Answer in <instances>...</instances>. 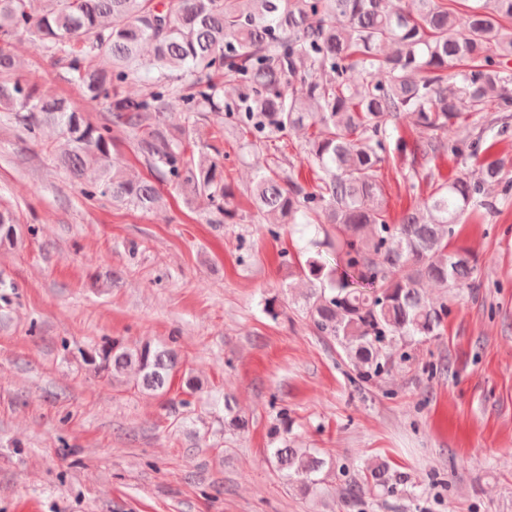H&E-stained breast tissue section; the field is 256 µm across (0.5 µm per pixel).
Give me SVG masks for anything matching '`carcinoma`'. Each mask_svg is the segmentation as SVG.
<instances>
[{"mask_svg": "<svg viewBox=\"0 0 512 512\" xmlns=\"http://www.w3.org/2000/svg\"><path fill=\"white\" fill-rule=\"evenodd\" d=\"M401 2L0 0V108L34 137L44 126L55 131L57 166L87 185V197L100 192L149 212L164 203L158 186L112 160L111 126L133 130L136 153L189 202L203 203L210 224L235 223L236 186L217 160L187 154L188 143L226 123L242 132V148L270 151L288 130L313 129L304 148L320 172L312 190L276 165L247 193L272 235L285 224H316L336 247L329 284L318 252L288 262V278L307 285L305 318L372 380L408 362L416 338L437 335L442 308L424 295L427 283L474 287L475 257L448 249V240L470 212L495 208L485 185L504 169L495 160L433 184L391 224L382 179L390 127L409 122L419 133L416 149L429 155L445 147L448 124L504 113L498 129L469 128L480 140L505 132L512 112V0H474L464 30L442 0ZM26 35L67 63L85 98L105 102L106 122L15 75L10 47ZM350 70L361 79L349 81ZM144 76L142 94L123 91ZM173 112L186 113L178 139L169 132ZM92 353L96 370L114 381L133 372L149 392L168 389L178 364L174 348L150 341H104ZM282 443L270 452L277 472L316 488L332 462L286 437Z\"/></svg>", "mask_w": 512, "mask_h": 512, "instance_id": "cac0c4a2", "label": "carcinoma"}]
</instances>
